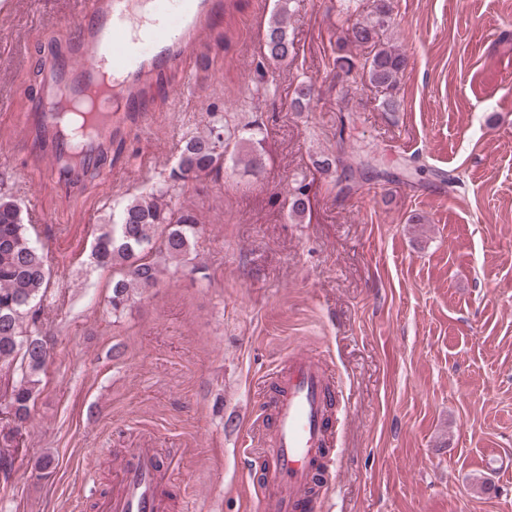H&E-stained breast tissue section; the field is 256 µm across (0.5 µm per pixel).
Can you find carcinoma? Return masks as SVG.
Returning a JSON list of instances; mask_svg holds the SVG:
<instances>
[{
    "label": "carcinoma",
    "instance_id": "cac0c4a2",
    "mask_svg": "<svg viewBox=\"0 0 512 512\" xmlns=\"http://www.w3.org/2000/svg\"><path fill=\"white\" fill-rule=\"evenodd\" d=\"M391 12L390 0H379L374 16L360 21L353 18L350 6H345L339 42L370 49L361 64L363 74L383 93L380 107L397 112L396 88L408 61L395 46L379 40V31L389 26ZM266 47L276 61L288 59L294 51L285 0L269 21ZM311 94V86L300 85L293 108L298 112L308 108ZM254 136L253 132L240 136L224 121L214 120L206 131L185 137L168 175L130 199L109 229L95 238L90 261L99 268L112 269L108 305L113 313L123 311L136 294L157 286L163 273L161 261L186 262L197 243V219L191 211L169 205L172 188L190 180L219 179L229 154L257 168L260 158ZM372 160L365 155L358 167L345 168V174L354 183L365 180L368 173L376 171ZM3 185L0 180V376L4 377L0 479L7 482L14 470V449L25 445L23 427L40 394V374L50 359V334L44 329L42 308L50 288V271L47 255L31 239L21 203ZM308 205L305 187L300 186L289 197V213L301 217Z\"/></svg>",
    "mask_w": 512,
    "mask_h": 512
}]
</instances>
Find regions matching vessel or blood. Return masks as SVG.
<instances>
[{"label":"vessel or blood","mask_w":512,"mask_h":512,"mask_svg":"<svg viewBox=\"0 0 512 512\" xmlns=\"http://www.w3.org/2000/svg\"><path fill=\"white\" fill-rule=\"evenodd\" d=\"M76 35L42 55L40 90L22 118L30 162L80 191L113 140L140 121L159 73L186 86L184 56L222 39L231 0H79ZM333 375L309 349L266 375L270 415L261 420L259 512H312L318 479L336 466ZM179 468L174 448H131L107 489H92L94 512H169Z\"/></svg>","instance_id":"vessel-or-blood-1"}]
</instances>
